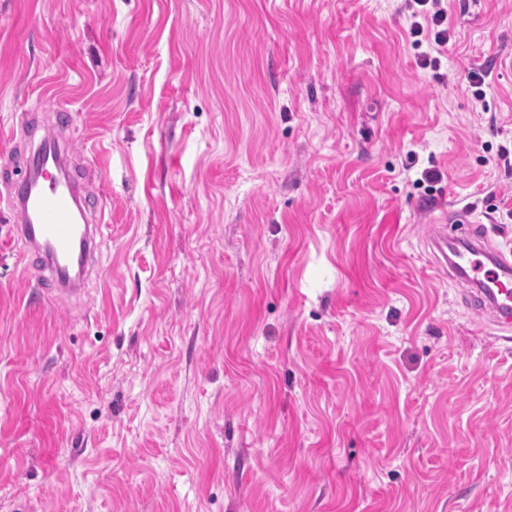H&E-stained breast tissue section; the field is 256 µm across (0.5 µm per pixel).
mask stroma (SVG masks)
Masks as SVG:
<instances>
[{
  "label": "stroma",
  "mask_w": 512,
  "mask_h": 512,
  "mask_svg": "<svg viewBox=\"0 0 512 512\" xmlns=\"http://www.w3.org/2000/svg\"><path fill=\"white\" fill-rule=\"evenodd\" d=\"M446 6L423 70L403 0H0V165L56 133L106 239L47 299L0 205V512H512L429 244L512 253V0Z\"/></svg>",
  "instance_id": "obj_1"
}]
</instances>
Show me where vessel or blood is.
<instances>
[{
    "label": "vessel or blood",
    "mask_w": 512,
    "mask_h": 512,
    "mask_svg": "<svg viewBox=\"0 0 512 512\" xmlns=\"http://www.w3.org/2000/svg\"><path fill=\"white\" fill-rule=\"evenodd\" d=\"M62 163L56 137L42 135L22 165L23 178L8 184L6 202L18 215L13 240L39 258L33 269L36 282H51L57 293L71 295L83 291L100 243L73 178L60 173ZM430 242L437 267L473 286L476 309L493 323L512 322L511 255L449 235L444 226L434 230Z\"/></svg>",
    "instance_id": "b4317fda"
}]
</instances>
